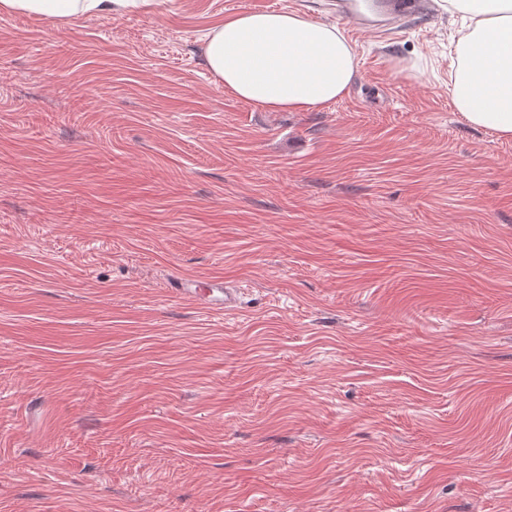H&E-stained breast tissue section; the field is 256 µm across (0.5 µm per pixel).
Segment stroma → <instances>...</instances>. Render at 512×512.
I'll return each instance as SVG.
<instances>
[{
  "instance_id": "obj_1",
  "label": "stroma",
  "mask_w": 512,
  "mask_h": 512,
  "mask_svg": "<svg viewBox=\"0 0 512 512\" xmlns=\"http://www.w3.org/2000/svg\"><path fill=\"white\" fill-rule=\"evenodd\" d=\"M259 9L0 14V512H512V140L457 23L265 112L201 54ZM173 292L178 298L213 310L230 311L236 308L238 303L235 291L217 279L208 280L198 288H183L180 284V288H174Z\"/></svg>"
}]
</instances>
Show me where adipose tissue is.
<instances>
[{
  "mask_svg": "<svg viewBox=\"0 0 512 512\" xmlns=\"http://www.w3.org/2000/svg\"><path fill=\"white\" fill-rule=\"evenodd\" d=\"M138 0H0V13L120 15ZM461 17L449 92L471 126L512 139V0H440ZM202 57L225 92L263 111L308 112L345 95L356 76L352 45L333 24L297 11L242 12L203 39Z\"/></svg>",
  "mask_w": 512,
  "mask_h": 512,
  "instance_id": "1",
  "label": "adipose tissue"
}]
</instances>
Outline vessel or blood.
I'll list each match as a JSON object with an SVG mask.
<instances>
[{"instance_id":"b4317fda","label":"vessel or blood","mask_w":512,"mask_h":512,"mask_svg":"<svg viewBox=\"0 0 512 512\" xmlns=\"http://www.w3.org/2000/svg\"><path fill=\"white\" fill-rule=\"evenodd\" d=\"M367 7H360L358 0H340L342 16L347 20L351 33L373 31L388 34L397 29L407 12L428 14L436 9L435 0H367ZM175 296L213 310L229 311L236 308L238 296L223 281L211 279L199 287L177 288Z\"/></svg>"}]
</instances>
